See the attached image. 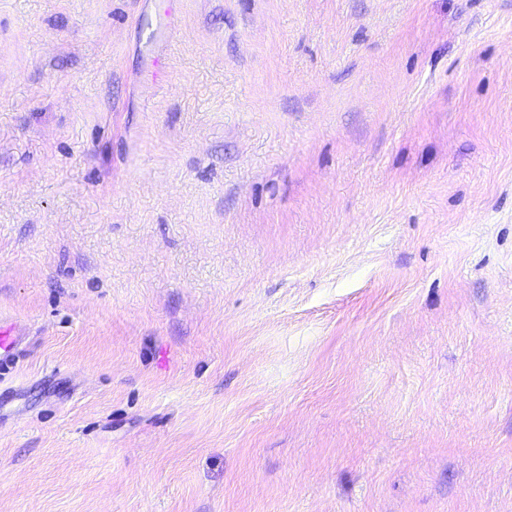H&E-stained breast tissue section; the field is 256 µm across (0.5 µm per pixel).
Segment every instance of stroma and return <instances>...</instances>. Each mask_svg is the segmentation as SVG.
Instances as JSON below:
<instances>
[{"label": "stroma", "mask_w": 512, "mask_h": 512, "mask_svg": "<svg viewBox=\"0 0 512 512\" xmlns=\"http://www.w3.org/2000/svg\"><path fill=\"white\" fill-rule=\"evenodd\" d=\"M168 3L0 0V512H512V0Z\"/></svg>", "instance_id": "obj_1"}]
</instances>
